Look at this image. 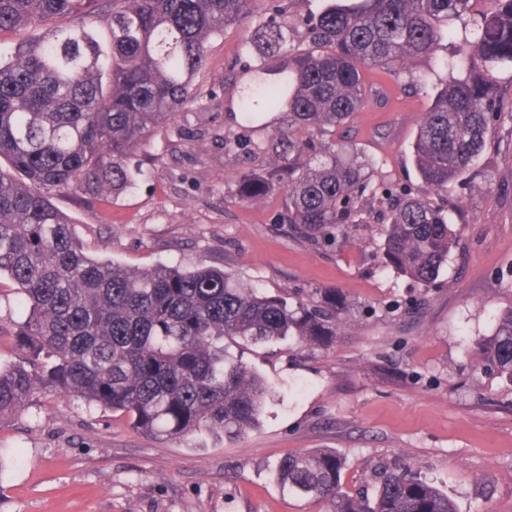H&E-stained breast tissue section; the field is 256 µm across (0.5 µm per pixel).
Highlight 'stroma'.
Segmentation results:
<instances>
[{"label": "stroma", "mask_w": 512, "mask_h": 512, "mask_svg": "<svg viewBox=\"0 0 512 512\" xmlns=\"http://www.w3.org/2000/svg\"><path fill=\"white\" fill-rule=\"evenodd\" d=\"M271 12L272 0H250L248 16L210 40L188 101L133 157L142 170L130 187L57 205L94 257L217 267L291 302L336 292L353 307L347 325L324 347H234L275 390L259 427L240 438L158 440L111 411L39 396L0 429V512H324L321 502L282 495L272 473L286 454L313 448L345 455L342 488L353 496L373 495L380 468H409L461 512H512V380L471 359L512 305V82L501 83L473 173L432 198L460 241L426 288L382 269L376 227H352L326 251L279 223L282 191L258 203L239 197L245 173L278 168L268 142L288 126L282 116L246 128L232 109L261 63L246 39ZM409 66L383 82L366 70L374 97L328 138L367 162L371 183L416 190L411 155L431 96L409 75L434 81L443 72L431 56ZM254 141L265 150L252 151Z\"/></svg>", "instance_id": "1"}]
</instances>
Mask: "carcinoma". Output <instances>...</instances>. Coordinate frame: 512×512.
Returning a JSON list of instances; mask_svg holds the SVG:
<instances>
[{
  "instance_id": "cac0c4a2",
  "label": "carcinoma",
  "mask_w": 512,
  "mask_h": 512,
  "mask_svg": "<svg viewBox=\"0 0 512 512\" xmlns=\"http://www.w3.org/2000/svg\"><path fill=\"white\" fill-rule=\"evenodd\" d=\"M249 0H0V33L19 35L0 55V279L21 295L14 360L0 363V424L47 392L75 396L122 416L154 438L203 431L233 438L256 427L271 384L231 355L224 340L259 345L294 336L325 346L349 304L331 293L289 304L210 267H122L88 255L53 199L115 196L140 168L129 161L143 137L188 100L207 43L246 13ZM107 28L102 45L94 26ZM282 10L253 45L263 64L242 90L252 124L282 112L307 135L281 153L288 187L279 221L307 242L330 245L365 223L367 163L315 138L365 105L364 71L407 68L447 41L414 145L423 191L385 185L384 267L428 287L448 264L456 235L430 194L448 193L482 156L499 73L512 69V0H330L303 21L306 48L285 55ZM43 26L44 35L26 32ZM251 174L238 192L251 202L275 190ZM475 366L512 381V306L476 342ZM345 458L321 448L275 467L280 491L328 512H459L447 492L411 470L379 472L371 498L342 490Z\"/></svg>"
}]
</instances>
